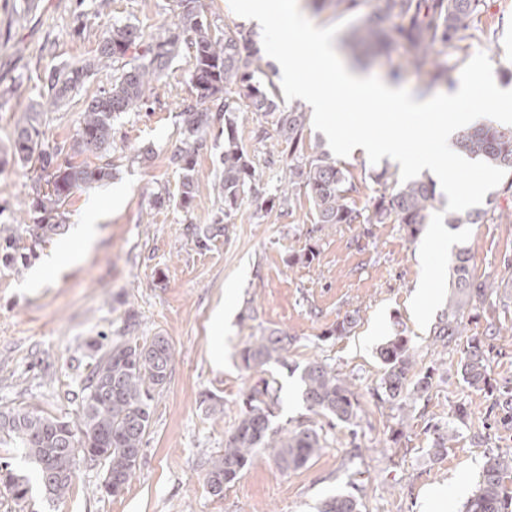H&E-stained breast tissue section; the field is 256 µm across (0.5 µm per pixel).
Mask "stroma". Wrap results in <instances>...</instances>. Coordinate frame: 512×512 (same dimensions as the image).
<instances>
[{
    "mask_svg": "<svg viewBox=\"0 0 512 512\" xmlns=\"http://www.w3.org/2000/svg\"><path fill=\"white\" fill-rule=\"evenodd\" d=\"M0 0V151L31 104L43 103L40 130L49 146L76 135L87 99L109 85L111 71H95L60 104L48 105L40 74L92 60L104 32L132 24L145 39L158 38L177 20L174 0ZM379 0H360L347 20L332 11L314 12L298 0L316 26L339 25L341 52L349 35L371 19ZM479 25L496 37L473 44L484 51L498 84L512 90V0H489ZM398 46L375 54L366 72L386 77L400 69V84L423 88L425 76L406 64ZM191 66L175 58L150 92L149 109L122 114L114 123L106 180L79 184L65 204L66 224L82 222L89 208L103 219L94 249L75 266L59 267L53 279L34 284L32 269L0 265V407L31 406L74 419L77 396L94 357L90 342L99 335L130 334L145 341L161 335L175 352L171 378L152 403V426L135 475L116 496L103 490L104 462L79 460L65 498L49 502L40 491L32 464L20 449L0 445V461L31 477L27 501L17 502L0 488V512H320L336 490L355 495L361 512H425L424 491L459 485L448 512H460L476 489L489 454L512 451V429L499 425L484 392L460 376L466 340L483 336L489 322L501 323L490 342V375L512 383V222L471 225L465 247L476 278L496 281L483 308L464 315L465 331L449 346L432 328H419L410 301L420 276V238L401 224H336L313 221L306 196L289 210H259L243 199L224 213L219 189L223 138L208 134L193 172L195 203L176 206L182 172L171 156L183 147L181 104L189 98ZM262 112H240L238 137L254 161L256 184L264 195L279 192L288 157L273 125ZM265 137H256L257 128ZM358 186L359 210L370 209L384 185L375 183L381 164L363 156L342 158ZM38 185L35 164L0 166V221L27 222ZM122 188L125 203L113 209L105 186ZM220 227L207 247H198L191 227ZM315 247L311 265L289 258ZM231 306L229 325L218 327L217 310ZM358 311L359 321L345 336L331 335L337 319ZM135 318L127 330V318ZM288 332L293 342L288 364L258 373L245 370L240 352L264 329ZM409 341L415 364L411 378L433 370L432 385L407 403H384L376 396L383 373L378 350L394 336ZM355 377L359 411L354 425L311 413L302 399L300 376L312 360ZM275 380L279 404L272 430L310 425L327 446L305 466L280 473L267 453H258L242 475L224 490L209 494L206 473L211 457L237 422L243 399L260 379ZM219 396L224 411L210 414L202 393ZM468 408L447 452L429 448L434 426L446 425L456 405Z\"/></svg>",
    "mask_w": 512,
    "mask_h": 512,
    "instance_id": "35a3bbf8",
    "label": "stroma"
}]
</instances>
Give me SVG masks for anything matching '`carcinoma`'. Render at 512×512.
<instances>
[{"mask_svg":"<svg viewBox=\"0 0 512 512\" xmlns=\"http://www.w3.org/2000/svg\"><path fill=\"white\" fill-rule=\"evenodd\" d=\"M328 4L333 13L344 15L359 5V0H314ZM488 0H380L378 12L355 34L356 44L365 49L388 50L398 44L409 47L407 65L425 72L424 91L441 84H452L454 72L465 60L467 47L460 42L481 43L485 30L475 25L485 12ZM178 22L154 42H144L138 27L115 25L102 38L93 60L72 68L52 70L44 77L47 93L56 104L84 83L99 66L130 58L121 73L112 75L110 86L87 102L79 129L72 141L61 146H45L40 141L42 104H32L23 121L15 127L4 155L16 163L35 162L44 185L36 188L30 205L32 223L0 224V263L21 271L27 256L17 253L21 233L36 246L63 228L64 207L81 181H100L112 175L113 123L123 113L141 110L147 101L150 83L158 81L173 60L185 51L192 65L190 101L180 115L186 147L175 152L170 162L183 173L179 205L188 209L194 200L192 172L195 155L213 130L224 137L220 189L224 195V217L231 216L238 201L257 197L253 162L237 137V112L246 106L253 112L275 115V132L288 152V193L263 200L268 210H284L299 193L307 196L316 224H403L416 236L436 209L439 193L431 179L403 184L384 170L374 175L378 184H393L392 192L381 194L373 208L364 214L356 208L351 194L357 191L350 172L326 153H306L303 131L305 113L297 107L281 110L275 93L255 80L263 72L262 50L254 33L244 28L222 33L212 30L199 9V0H176ZM456 151L478 156L512 175V128L493 129L468 126L458 130ZM93 156L102 164L93 168L77 166L73 159ZM503 213L491 207L461 217L448 214L450 224H480L500 220ZM465 249L451 259V292L447 308L435 327L434 336L448 344L462 335L461 325L467 310L484 305L492 283L474 278ZM358 312H348L336 321L331 336H345L356 326ZM293 338L281 329L264 330L252 337L241 351L247 370L264 369L270 364L288 366V345ZM95 363L85 380L75 419L66 421L34 409L0 410V444L20 448L36 467L45 498L60 500L70 491L77 458L98 460L116 474L121 487L130 482L151 428V402L168 383L174 351L164 336L142 343L127 336H114L112 343L93 340ZM384 367L376 395L382 402L404 401L425 393L431 374L410 383L414 361L408 340L397 336L378 351ZM460 374L470 387L483 391L492 406L502 411L500 422L512 426V386L492 383L489 351L477 336L467 342L460 363ZM302 398L316 415L331 417L348 425L358 416L359 400L353 383L322 361L309 362L301 374ZM278 403L277 389L263 379L252 387L233 430L224 440V451L208 464L206 485L218 492L238 479L256 455L269 454L283 474L305 466L324 448L325 440L311 426L270 431L273 409ZM430 452L447 453L455 439V428L435 427ZM80 449L74 454V449ZM512 455L488 457L475 492L461 512H512ZM0 484L17 501L25 502L30 492L28 478L0 462ZM321 512H360L358 499L340 490L326 499Z\"/></svg>","mask_w":512,"mask_h":512,"instance_id":"cac0c4a2","label":"carcinoma"}]
</instances>
